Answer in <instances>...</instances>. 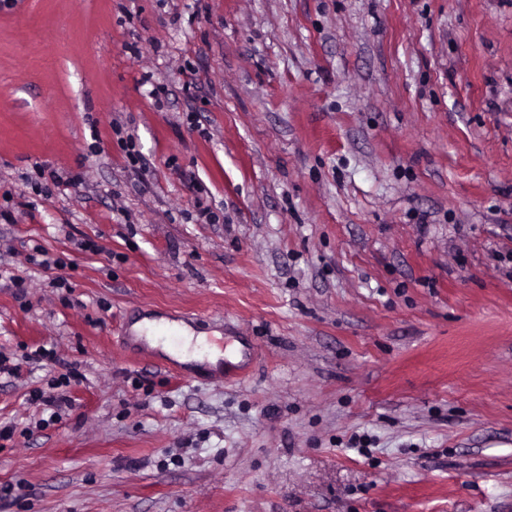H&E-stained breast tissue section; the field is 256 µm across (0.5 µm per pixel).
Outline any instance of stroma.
Wrapping results in <instances>:
<instances>
[{"label": "stroma", "mask_w": 512, "mask_h": 512, "mask_svg": "<svg viewBox=\"0 0 512 512\" xmlns=\"http://www.w3.org/2000/svg\"><path fill=\"white\" fill-rule=\"evenodd\" d=\"M2 356L0 512H512V0H0ZM158 324L154 321L144 319L134 325V329L147 339V341L154 347L161 348L162 351L172 354L171 349L164 343L157 340L154 336H157L163 341H166L171 347L179 348L182 346V337L174 329L160 327L154 332V336H151V329ZM174 326L180 330V332L186 342L185 348L178 352V355L183 360L199 361V362L208 361L212 364H215L218 361V359L221 357V355H222L221 352L218 349H215L212 345H210L207 342V339L205 336L200 335V336L195 337L194 332L191 331L188 327L180 326V325H174ZM193 341L196 344L195 350L190 352V351H188V348L192 344ZM197 346H201L203 351L198 352L196 350Z\"/></svg>", "instance_id": "stroma-1"}]
</instances>
